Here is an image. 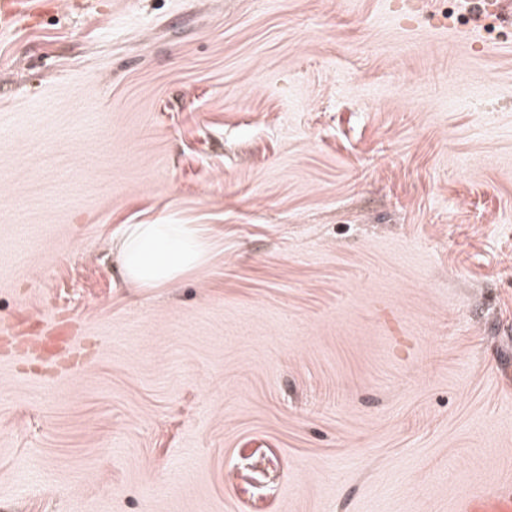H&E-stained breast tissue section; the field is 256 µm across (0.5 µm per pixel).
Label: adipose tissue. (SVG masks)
Listing matches in <instances>:
<instances>
[{
  "instance_id": "ef3b65f1",
  "label": "adipose tissue",
  "mask_w": 512,
  "mask_h": 512,
  "mask_svg": "<svg viewBox=\"0 0 512 512\" xmlns=\"http://www.w3.org/2000/svg\"><path fill=\"white\" fill-rule=\"evenodd\" d=\"M122 270L134 287L174 284L208 266L213 243L192 224H129L122 234Z\"/></svg>"
}]
</instances>
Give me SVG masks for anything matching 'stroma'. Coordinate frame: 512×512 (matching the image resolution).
I'll list each match as a JSON object with an SVG mask.
<instances>
[{"label":"stroma","mask_w":512,"mask_h":512,"mask_svg":"<svg viewBox=\"0 0 512 512\" xmlns=\"http://www.w3.org/2000/svg\"><path fill=\"white\" fill-rule=\"evenodd\" d=\"M39 2L0 35V512L512 488V19ZM127 224L216 250L145 292Z\"/></svg>","instance_id":"stroma-1"}]
</instances>
